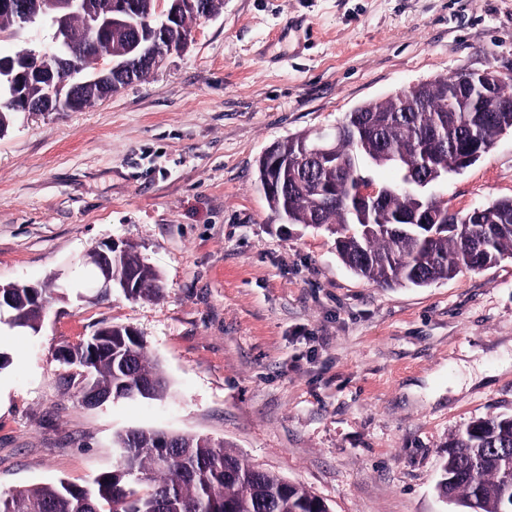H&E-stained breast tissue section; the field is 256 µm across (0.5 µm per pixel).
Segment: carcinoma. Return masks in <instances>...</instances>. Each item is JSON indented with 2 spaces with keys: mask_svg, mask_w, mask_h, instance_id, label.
<instances>
[{
  "mask_svg": "<svg viewBox=\"0 0 512 512\" xmlns=\"http://www.w3.org/2000/svg\"><path fill=\"white\" fill-rule=\"evenodd\" d=\"M135 25L112 33L90 31L80 15H71L68 34L88 56L125 57L142 18L153 13L154 0H137ZM201 15L189 9L180 15L176 45ZM480 74L464 73L431 85L411 112L401 111L396 96L367 107L383 109L381 131L370 127L371 112H350L347 136L336 138L335 158L310 172L305 164L288 171L289 189L265 196L272 213L287 208L295 224L319 226L338 234L336 249L356 275L382 287L427 286L464 269L484 268L512 258V199L480 207L467 223L448 217L427 229L396 223L397 214L425 201L415 191L420 176L436 181L457 169L460 156L478 139L482 153L496 138L512 131V84L495 85L482 97ZM96 86L84 89L72 111L106 99ZM391 165L402 171V184L385 204L363 222L357 214L352 188L360 164ZM124 260L134 269L137 287L125 292L132 299L156 296L159 272L138 249L126 245ZM70 365L89 372L96 384L114 398L160 397L166 380L148 362L143 340L131 329L112 326V335L91 345H74ZM165 434L131 430L115 440L119 460L112 470L85 485L64 480L0 493V512H318L321 500L308 489L269 473H257L222 441L179 435L177 447L163 448ZM512 415L472 421L448 441L439 464V495L459 503L467 512H512Z\"/></svg>",
  "mask_w": 512,
  "mask_h": 512,
  "instance_id": "obj_1",
  "label": "carcinoma"
}]
</instances>
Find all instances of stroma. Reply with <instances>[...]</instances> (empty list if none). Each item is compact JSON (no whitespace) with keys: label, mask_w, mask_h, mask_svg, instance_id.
Masks as SVG:
<instances>
[{"label":"stroma","mask_w":512,"mask_h":512,"mask_svg":"<svg viewBox=\"0 0 512 512\" xmlns=\"http://www.w3.org/2000/svg\"><path fill=\"white\" fill-rule=\"evenodd\" d=\"M147 78L77 112H17L0 137V283L85 277L137 245L154 301H53L38 332L0 323V492L111 470L141 428L224 442L330 512H458L449 438L512 415V258L382 288L325 229L279 223L258 159L363 103L435 78L512 80V0H224ZM437 192L466 213L512 199V132ZM119 324L165 398L82 403L58 351Z\"/></svg>","instance_id":"1"}]
</instances>
